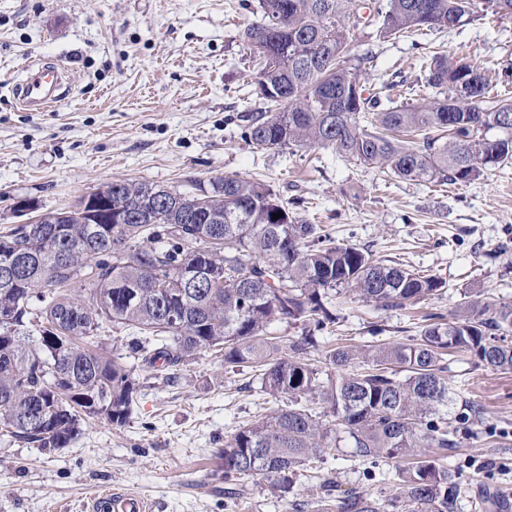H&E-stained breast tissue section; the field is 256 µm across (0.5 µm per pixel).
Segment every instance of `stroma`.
I'll use <instances>...</instances> for the list:
<instances>
[{
  "instance_id": "obj_1",
  "label": "stroma",
  "mask_w": 512,
  "mask_h": 512,
  "mask_svg": "<svg viewBox=\"0 0 512 512\" xmlns=\"http://www.w3.org/2000/svg\"><path fill=\"white\" fill-rule=\"evenodd\" d=\"M261 18L258 0H0V232L20 220L16 203L39 211L72 209L115 179L140 180L182 193L221 176L256 179L287 202L299 220L340 241L448 281L426 311L450 313L464 293L512 303V165L491 168L467 185L401 180L321 148L257 150L244 138L243 112L258 68L242 38ZM367 89L398 76L399 103L436 101L418 47L466 57L490 80L512 64V17L487 14L453 30L413 38L353 33ZM65 68L62 101L25 112L8 79L35 60ZM336 322L311 352L370 340L406 342L420 327L410 310L379 311L348 294L335 300ZM448 374L461 396L483 405L448 464L460 477L457 512H512V372L475 367L458 354ZM259 375L225 366L211 353L164 384L146 379L126 425L83 426L65 448L43 451L0 435V512H82L105 489L133 491L154 512H316L319 485L333 481L385 502L393 462L370 463L350 449H324L312 475L291 492L249 477L225 495L214 456L225 439L268 409ZM505 434L485 443L486 427Z\"/></svg>"
}]
</instances>
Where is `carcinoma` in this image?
I'll return each mask as SVG.
<instances>
[{"instance_id":"carcinoma-1","label":"carcinoma","mask_w":512,"mask_h":512,"mask_svg":"<svg viewBox=\"0 0 512 512\" xmlns=\"http://www.w3.org/2000/svg\"><path fill=\"white\" fill-rule=\"evenodd\" d=\"M261 19L244 32L262 63L243 115L257 149L320 147L394 177L467 184L512 161V99L491 95L483 71L464 58L420 54L427 84L443 99L405 106L382 84L365 95L351 31L382 38L452 30L488 13L512 16V0H259ZM147 182L102 187L123 224H89L80 210L0 235V430L35 448L66 447L81 421L122 426L132 416L139 371L183 367L212 351L224 364L259 371L261 391L288 406L240 427L216 450L228 494L259 476L272 490L330 446L375 463H402L385 507L455 512L457 472L447 464L484 409L457 401L446 356L512 371V304L471 294L450 314L424 316L408 343L339 346L325 352L336 377L304 354L336 323L332 292L378 310L404 309L444 293L447 280L333 240L290 214L268 186L217 177L186 196ZM281 214L275 219L273 215ZM178 315L181 326L169 322ZM297 325L288 348L266 337ZM107 325L133 330L130 360L101 353ZM359 360L363 372L351 365ZM320 499L339 512L380 505L336 483Z\"/></svg>"}]
</instances>
